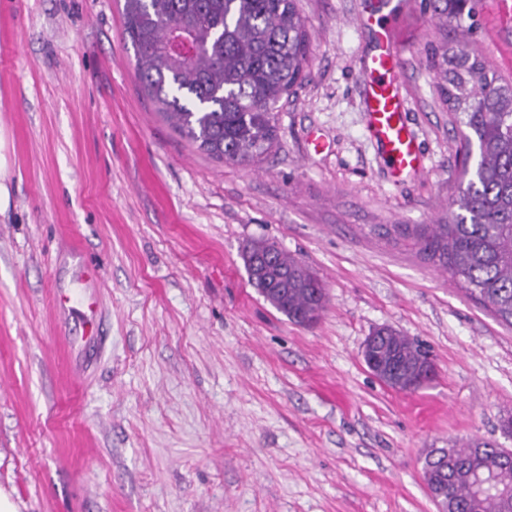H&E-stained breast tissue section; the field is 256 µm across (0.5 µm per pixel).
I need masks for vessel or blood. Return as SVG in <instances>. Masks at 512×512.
<instances>
[{
	"instance_id": "1",
	"label": "vessel or blood",
	"mask_w": 512,
	"mask_h": 512,
	"mask_svg": "<svg viewBox=\"0 0 512 512\" xmlns=\"http://www.w3.org/2000/svg\"><path fill=\"white\" fill-rule=\"evenodd\" d=\"M380 14L366 18L374 28L375 47L359 60L365 127L385 161L392 181L427 171L418 137L408 125L407 102L401 93L398 54V10L394 0H381Z\"/></svg>"
}]
</instances>
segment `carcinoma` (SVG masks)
I'll return each instance as SVG.
<instances>
[{
    "label": "carcinoma",
    "instance_id": "carcinoma-1",
    "mask_svg": "<svg viewBox=\"0 0 512 512\" xmlns=\"http://www.w3.org/2000/svg\"><path fill=\"white\" fill-rule=\"evenodd\" d=\"M443 29L463 25L479 0H425ZM124 33L142 87L157 112L196 148L222 162L260 165L277 141L278 112L304 79L308 34L296 0H124ZM438 90L461 126L465 162L448 222L400 224L399 237L451 275L471 295L512 319V81L492 70L467 41L432 48ZM273 255L272 264L266 257ZM252 286L294 323L320 320L324 282L275 244L243 248ZM378 377L397 392L419 389L429 352L391 327L378 331ZM442 512H512L506 498H478L469 475L492 470L500 449L473 440L452 449ZM441 458L426 461L425 482L440 481Z\"/></svg>",
    "mask_w": 512,
    "mask_h": 512
}]
</instances>
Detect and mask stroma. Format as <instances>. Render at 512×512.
<instances>
[{
    "label": "stroma",
    "mask_w": 512,
    "mask_h": 512,
    "mask_svg": "<svg viewBox=\"0 0 512 512\" xmlns=\"http://www.w3.org/2000/svg\"><path fill=\"white\" fill-rule=\"evenodd\" d=\"M296 2L306 77L253 169L157 112L123 0H0V490L20 512H437L430 449H512V323L389 236L446 218L457 191L427 58L442 36L404 0L401 92L428 171L396 184L365 130L359 0ZM469 37L512 79V0H479ZM252 239L325 283L318 323L251 287ZM384 325L430 352L416 392L362 359Z\"/></svg>",
    "instance_id": "obj_1"
}]
</instances>
